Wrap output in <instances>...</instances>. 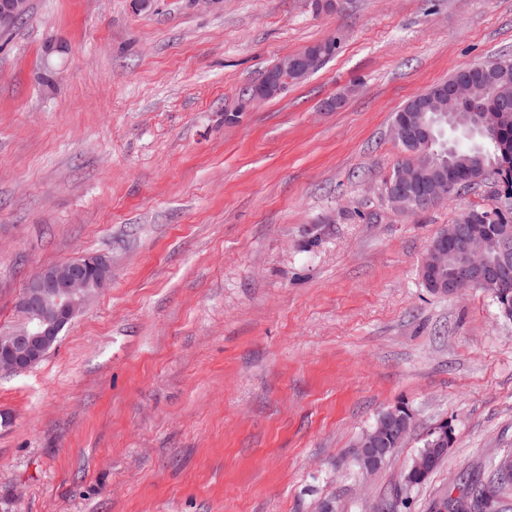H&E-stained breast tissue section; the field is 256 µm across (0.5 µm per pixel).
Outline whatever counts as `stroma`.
Returning a JSON list of instances; mask_svg holds the SVG:
<instances>
[{"label":"stroma","instance_id":"1","mask_svg":"<svg viewBox=\"0 0 512 512\" xmlns=\"http://www.w3.org/2000/svg\"><path fill=\"white\" fill-rule=\"evenodd\" d=\"M331 37L316 73L246 100ZM490 57L512 59V0H30L0 35V332L42 267L103 252L112 280L0 372V512H378L446 426L397 509L429 512L512 453V319L419 274L498 185L386 197L396 109ZM399 405L405 442L363 474L358 440ZM444 458L445 457H444V453H443V454L439 455L434 460L433 453L428 452L424 455V458L418 462V465L421 469H424L434 461L433 465L430 469L425 470V471H419L416 469L413 470L412 466H410V468H408L404 472V474L402 476L401 484L399 487V493H397V498L398 497L400 498L401 503H402V500L404 499L403 495H405V498H406V495L408 492H410L412 489L420 487L425 482H427V480L430 478L432 473L440 466V464L442 463Z\"/></svg>","mask_w":512,"mask_h":512}]
</instances>
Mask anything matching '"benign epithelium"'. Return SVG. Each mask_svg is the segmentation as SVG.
Returning a JSON list of instances; mask_svg holds the SVG:
<instances>
[{
	"mask_svg": "<svg viewBox=\"0 0 512 512\" xmlns=\"http://www.w3.org/2000/svg\"><path fill=\"white\" fill-rule=\"evenodd\" d=\"M29 0H0V29L10 30L23 17ZM324 60L302 50L277 61L271 80L256 86L251 100L261 101L280 94L291 83V77L307 78L316 72ZM448 99L443 115L448 122L459 112H467L479 125L491 126L506 116L495 97L478 105L469 87L457 85L442 94ZM427 121L398 116L391 126L393 138L406 146L405 163L395 179L386 186V194L394 208L413 213L427 207L430 200L440 198L460 174L451 162L440 163L430 152L435 140L432 125ZM496 248L495 260L488 263L486 250ZM458 262L448 280L440 271L448 255ZM512 269V226L509 224H451L426 248L420 266L424 284L444 294L461 288L488 287ZM112 279L111 257L102 252H87L61 265L43 267L28 281L16 307L21 319L12 328L0 333V370L23 371L39 361L58 341L61 331L86 303ZM391 418L377 420L367 431L357 448L364 461V471H377L394 448L387 439Z\"/></svg>",
	"mask_w": 512,
	"mask_h": 512,
	"instance_id": "benign-epithelium-1",
	"label": "benign epithelium"
}]
</instances>
